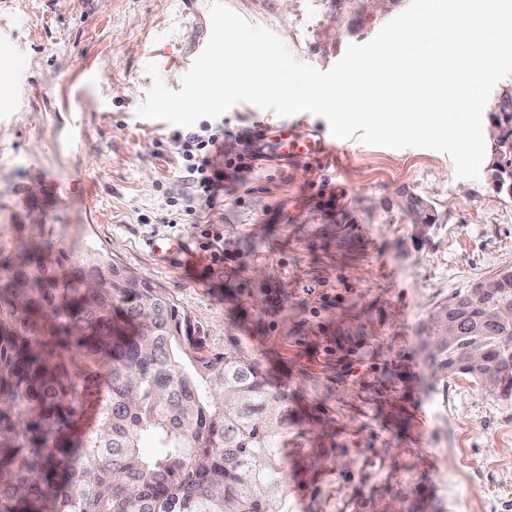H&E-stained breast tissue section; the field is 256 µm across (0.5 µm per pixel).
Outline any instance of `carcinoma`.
I'll return each mask as SVG.
<instances>
[{"label":"carcinoma","mask_w":512,"mask_h":512,"mask_svg":"<svg viewBox=\"0 0 512 512\" xmlns=\"http://www.w3.org/2000/svg\"><path fill=\"white\" fill-rule=\"evenodd\" d=\"M339 2L343 33L364 24L359 4ZM492 126L512 142V91ZM491 179L512 191V152ZM41 229L0 225V512H288V393L239 345L203 342L163 289L96 249L72 264ZM491 280L420 333L433 377H494L511 397L512 324L497 309L512 302V269ZM450 316L459 338L432 343Z\"/></svg>","instance_id":"cac0c4a2"}]
</instances>
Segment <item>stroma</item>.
<instances>
[{"mask_svg":"<svg viewBox=\"0 0 512 512\" xmlns=\"http://www.w3.org/2000/svg\"><path fill=\"white\" fill-rule=\"evenodd\" d=\"M0 0V224L37 220L70 259L108 253L171 294L206 342L236 338L288 393L289 512H512V397L429 373L420 327L454 294L512 269V198L444 153L336 140L338 159L232 162L278 115H223L216 206L180 216L187 193L175 126L137 110L157 63L180 90L210 35L199 0ZM299 61L332 68L382 20L329 37L323 0H225ZM413 195L434 224L400 211ZM224 236L207 271L193 224ZM183 240L194 262L157 257Z\"/></svg>","mask_w":512,"mask_h":512,"instance_id":"1","label":"stroma"}]
</instances>
